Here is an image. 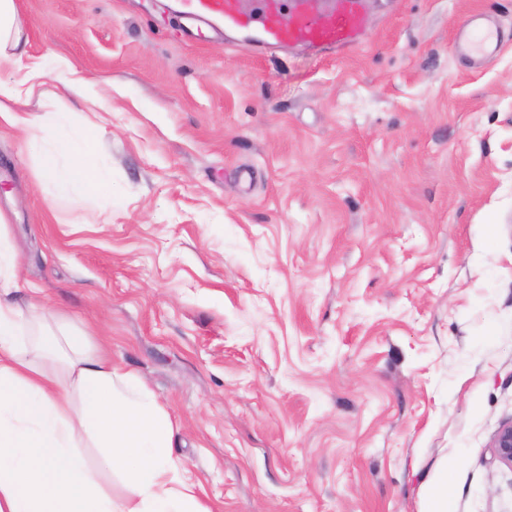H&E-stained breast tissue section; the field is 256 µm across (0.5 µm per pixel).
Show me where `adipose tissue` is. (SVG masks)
Segmentation results:
<instances>
[{
  "label": "adipose tissue",
  "mask_w": 512,
  "mask_h": 512,
  "mask_svg": "<svg viewBox=\"0 0 512 512\" xmlns=\"http://www.w3.org/2000/svg\"><path fill=\"white\" fill-rule=\"evenodd\" d=\"M27 27L15 0H0V70L17 73L0 96L18 104L11 124L38 141L50 188L44 201L100 183L91 149L94 124L41 122L27 106L42 85L40 63L26 61ZM18 271L0 225V512H210L171 456L178 424L147 389L93 351L85 331L41 306ZM102 451L98 470L118 475L115 498L98 484L83 449Z\"/></svg>",
  "instance_id": "ef3b65f1"
}]
</instances>
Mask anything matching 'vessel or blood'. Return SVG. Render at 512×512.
<instances>
[{"instance_id":"1","label":"vessel or blood","mask_w":512,"mask_h":512,"mask_svg":"<svg viewBox=\"0 0 512 512\" xmlns=\"http://www.w3.org/2000/svg\"><path fill=\"white\" fill-rule=\"evenodd\" d=\"M178 9L192 33H201L208 21L219 20L225 31L252 32L262 47L308 48L319 52L359 47L366 31L362 0H337L328 11H316L311 0H258L249 10L242 0H179ZM495 36L469 19L457 45L483 53Z\"/></svg>"}]
</instances>
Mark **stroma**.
I'll return each instance as SVG.
<instances>
[{
  "label": "stroma",
  "instance_id": "1",
  "mask_svg": "<svg viewBox=\"0 0 512 512\" xmlns=\"http://www.w3.org/2000/svg\"><path fill=\"white\" fill-rule=\"evenodd\" d=\"M356 49L183 33L172 0H16L31 113L100 127L42 204L0 117L23 279L180 425L212 512H512V0H364ZM504 34L457 55L471 14ZM94 96L71 113L64 80ZM491 448L494 459L512 469V422L502 424L496 431ZM420 496L424 502L421 512H447L448 511V475L442 474L440 479L423 484Z\"/></svg>",
  "mask_w": 512,
  "mask_h": 512
}]
</instances>
